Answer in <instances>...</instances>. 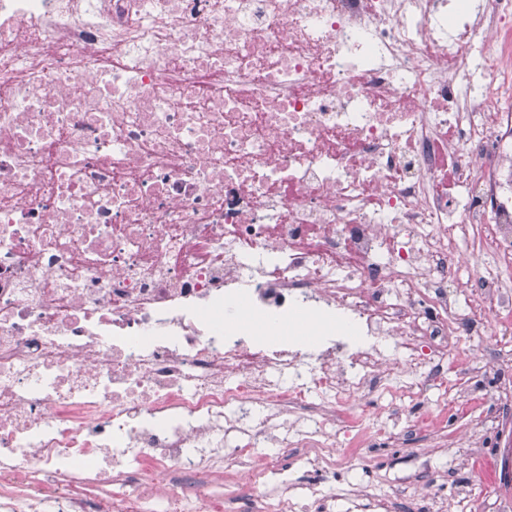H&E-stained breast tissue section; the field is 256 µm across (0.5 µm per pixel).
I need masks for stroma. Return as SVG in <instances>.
<instances>
[{
    "mask_svg": "<svg viewBox=\"0 0 512 512\" xmlns=\"http://www.w3.org/2000/svg\"><path fill=\"white\" fill-rule=\"evenodd\" d=\"M462 369L448 378L447 387L429 382L421 398L406 412L414 417L430 411L433 428L410 447L395 448L386 439L374 438L365 455L368 468L363 483L373 485L380 477L401 484L400 503L414 490L406 484L412 474L437 486L445 503L443 512H474L475 505L489 500L493 512H512V462H502L501 452L512 443V411L498 405L501 374L494 358L504 346L488 325L458 328ZM495 473L491 487L473 476L472 456Z\"/></svg>",
    "mask_w": 512,
    "mask_h": 512,
    "instance_id": "stroma-1",
    "label": "stroma"
}]
</instances>
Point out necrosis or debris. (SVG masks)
Here are the masks:
<instances>
[{
    "label": "necrosis or debris",
    "instance_id": "obj_1",
    "mask_svg": "<svg viewBox=\"0 0 512 512\" xmlns=\"http://www.w3.org/2000/svg\"><path fill=\"white\" fill-rule=\"evenodd\" d=\"M483 298L511 336L512 0H0V512H336L259 449L409 445ZM309 302L370 345L224 330Z\"/></svg>",
    "mask_w": 512,
    "mask_h": 512
}]
</instances>
